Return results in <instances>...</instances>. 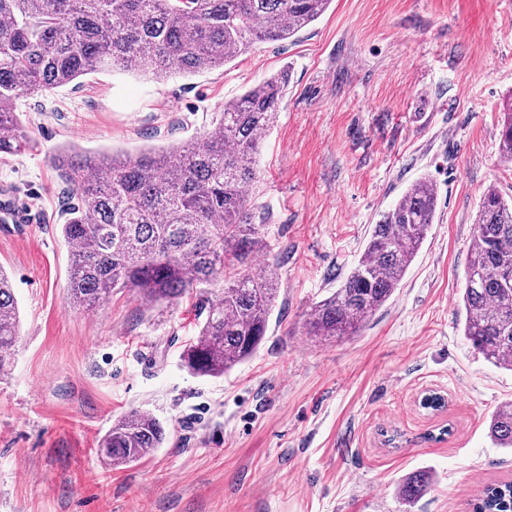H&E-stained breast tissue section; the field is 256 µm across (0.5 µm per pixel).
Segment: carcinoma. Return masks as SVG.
Returning a JSON list of instances; mask_svg holds the SVG:
<instances>
[{"mask_svg":"<svg viewBox=\"0 0 512 512\" xmlns=\"http://www.w3.org/2000/svg\"><path fill=\"white\" fill-rule=\"evenodd\" d=\"M332 0H0V155L32 147L15 102L105 69L162 77L222 66L254 44L289 39ZM287 75L270 77L224 102L200 140L135 157L62 148L51 167L76 198L61 233L70 246L69 303L89 310L128 288L145 303L197 298L206 312L182 365L221 377L249 358L266 336L277 288L254 267L267 249L256 222L257 154L276 121ZM512 163V103L499 140ZM431 179L414 181L374 225L357 264L314 303L306 335L325 342L354 336L395 294L434 224ZM512 199L494 186L481 196L465 274L464 334L496 367L512 370ZM19 309L0 270V376L10 373ZM490 438L512 450V402L492 414ZM156 417L131 410L100 439L109 468L137 464L163 445ZM423 471L406 477L399 498L427 488ZM475 512H512V482L487 486Z\"/></svg>","mask_w":512,"mask_h":512,"instance_id":"cac0c4a2","label":"carcinoma"}]
</instances>
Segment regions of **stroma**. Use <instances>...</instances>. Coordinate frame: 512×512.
<instances>
[{
    "mask_svg": "<svg viewBox=\"0 0 512 512\" xmlns=\"http://www.w3.org/2000/svg\"><path fill=\"white\" fill-rule=\"evenodd\" d=\"M287 72L258 155L278 293L257 351L224 376L181 365L202 316L191 297L150 306L129 290L92 310L67 299L68 193L48 162L160 150L199 139L225 100ZM512 100V0H332L292 38L223 66L152 78L104 70L18 99L35 146L0 157V269L21 331L0 378V512H472L512 482L488 435L512 402V370L463 334L461 302L479 201L512 196L499 129ZM429 176L434 224L389 302L356 336H306L404 190ZM166 440L106 468L98 443L130 410ZM431 476L401 502L409 473Z\"/></svg>",
    "mask_w": 512,
    "mask_h": 512,
    "instance_id": "35a3bbf8",
    "label": "stroma"
}]
</instances>
